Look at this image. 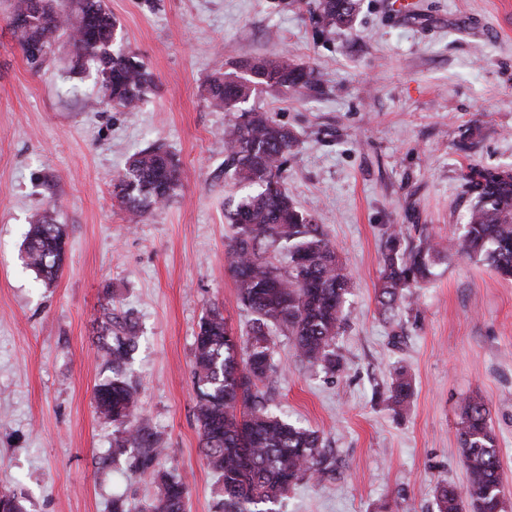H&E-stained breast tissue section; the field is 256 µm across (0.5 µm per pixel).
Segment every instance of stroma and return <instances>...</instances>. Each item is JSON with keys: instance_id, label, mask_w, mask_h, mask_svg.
Masks as SVG:
<instances>
[{"instance_id": "35a3bbf8", "label": "stroma", "mask_w": 512, "mask_h": 512, "mask_svg": "<svg viewBox=\"0 0 512 512\" xmlns=\"http://www.w3.org/2000/svg\"><path fill=\"white\" fill-rule=\"evenodd\" d=\"M313 0H105L125 47L156 84L135 111L89 106L94 68L58 43L32 72L0 0V488L26 512H112L158 485L111 462L120 428L98 417L94 388L111 379L97 343L104 307L131 315L140 344L123 369L138 425L166 448L159 469L189 486L186 512H217L221 483L200 452L194 336L211 308L233 332L250 313L225 263L224 129L202 84L245 56L291 55L315 90H261L250 106L299 140L284 184L315 216L353 277L336 373L308 367L272 332L278 371L270 409L318 431L336 461L329 481L290 488L279 512H437L435 488L466 487L455 439L461 405L488 406L512 512V281L482 264L438 262L414 304L377 311L383 233L440 241L461 232L468 167L512 170V0H360L352 28L320 34ZM162 146L179 161L173 200L130 224L112 179ZM68 234L47 286L24 263L32 215ZM405 368L414 396L400 416L383 400Z\"/></svg>"}]
</instances>
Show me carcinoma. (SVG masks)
I'll return each instance as SVG.
<instances>
[{
	"instance_id": "cac0c4a2",
	"label": "carcinoma",
	"mask_w": 512,
	"mask_h": 512,
	"mask_svg": "<svg viewBox=\"0 0 512 512\" xmlns=\"http://www.w3.org/2000/svg\"><path fill=\"white\" fill-rule=\"evenodd\" d=\"M357 0H316L309 9L312 26L333 30L351 24ZM8 24L15 44L33 71L46 61L55 43L67 37L79 60L93 64L112 105L135 109L143 103L155 76L130 49L113 45L116 18L104 0H13ZM242 75L218 72L203 86L210 106L232 112L263 88L300 93L318 81L313 68L287 55L248 58ZM298 139L267 113L244 110L224 130V172L246 192L224 199V218L232 235L225 260L237 286V298L252 314L248 338L234 341L224 315L213 308L201 319L194 340L197 379L196 419L202 452L222 480L220 512H278L274 508L288 489L305 478L325 481L335 462L318 432L270 412L260 389L276 373L270 330L292 339L298 357L327 372L342 367L336 336L351 278L339 261L323 225L296 208L283 187L288 155ZM472 204L467 224L443 247L429 235L406 238L402 228L385 233L383 269L378 289L381 315L392 313L432 275L446 256L468 257L505 277H512V170L471 167L464 175ZM116 181L113 192L130 221H144L173 197L181 170L159 146L137 154ZM66 231L45 213L30 222L25 243L27 265L48 283L57 277L65 256ZM101 349L112 369L128 361L138 347L135 327L119 322L103 308ZM414 394L412 376L395 369L383 399L401 416ZM100 417L124 425L125 437L112 451V461L138 449L133 464L160 479L159 495L128 510L112 503V512H185V482L156 471L165 449L151 444L134 422L137 405L132 389L116 376L94 391ZM456 441L467 476L465 493L452 483L436 487L438 512H504L502 463L489 408L465 400L456 426Z\"/></svg>"
}]
</instances>
